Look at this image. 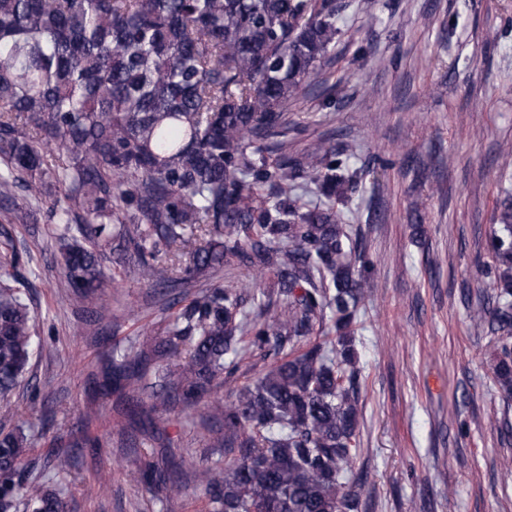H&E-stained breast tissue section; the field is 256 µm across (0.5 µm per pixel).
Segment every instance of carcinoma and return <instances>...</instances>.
Segmentation results:
<instances>
[{
  "label": "carcinoma",
  "instance_id": "cac0c4a2",
  "mask_svg": "<svg viewBox=\"0 0 512 512\" xmlns=\"http://www.w3.org/2000/svg\"><path fill=\"white\" fill-rule=\"evenodd\" d=\"M337 0H0V208L31 224L53 210L64 287L89 298L109 252L139 279L182 288L147 384L151 356L114 350V390L148 393L128 415L203 404L224 460L202 469L214 512H357L360 451L353 337L375 287L347 230L362 172L328 141L288 153V102L336 45ZM491 306L473 320L502 337L494 368L512 395V193L495 207ZM232 260L276 277L277 292L209 279ZM286 304L269 313L273 296ZM27 293L0 288V395L22 382L38 343ZM273 357L226 404L249 353ZM31 443L0 429V512H64L59 493L17 477Z\"/></svg>",
  "mask_w": 512,
  "mask_h": 512
}]
</instances>
